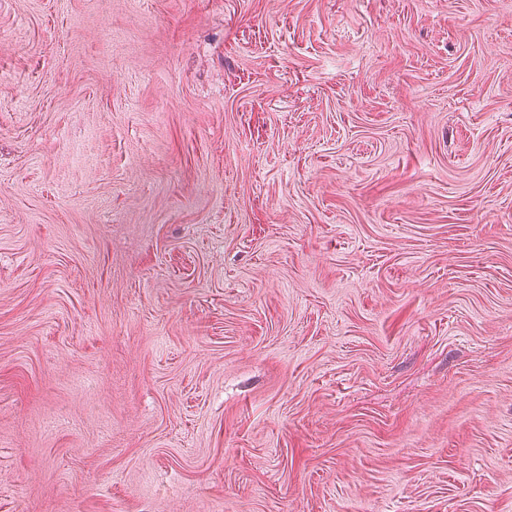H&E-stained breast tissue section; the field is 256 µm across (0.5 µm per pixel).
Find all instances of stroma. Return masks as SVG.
<instances>
[{"label": "stroma", "mask_w": 512, "mask_h": 512, "mask_svg": "<svg viewBox=\"0 0 512 512\" xmlns=\"http://www.w3.org/2000/svg\"><path fill=\"white\" fill-rule=\"evenodd\" d=\"M0 512H512V0H0Z\"/></svg>", "instance_id": "obj_1"}]
</instances>
